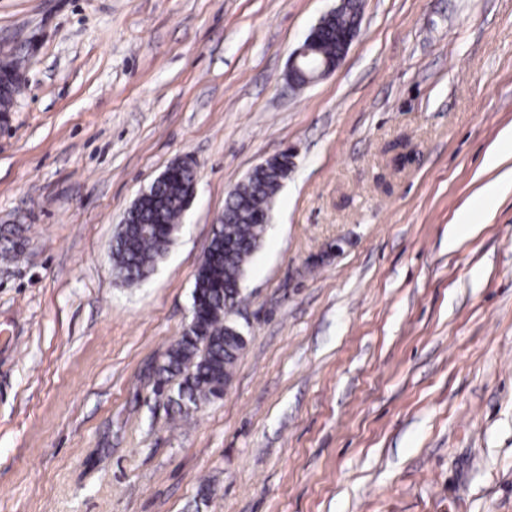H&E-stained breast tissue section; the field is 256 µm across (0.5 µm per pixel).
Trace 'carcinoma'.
I'll return each mask as SVG.
<instances>
[{
	"mask_svg": "<svg viewBox=\"0 0 512 512\" xmlns=\"http://www.w3.org/2000/svg\"><path fill=\"white\" fill-rule=\"evenodd\" d=\"M342 12L327 20L317 49L333 62L338 57L336 34L353 22ZM292 162L286 153L270 163L271 171L252 170L249 186L225 200V217L218 220L199 265L192 291V316L180 338L167 350L157 385L177 381V401L219 398L230 381L244 342L229 332L231 310L242 302L247 266L259 249L265 225L261 215L288 178ZM194 167L181 165L149 187L138 209L127 219L122 239H114L112 258L118 275L136 284L154 270L174 241L195 179Z\"/></svg>",
	"mask_w": 512,
	"mask_h": 512,
	"instance_id": "obj_1",
	"label": "carcinoma"
}]
</instances>
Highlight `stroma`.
Wrapping results in <instances>:
<instances>
[{
  "instance_id": "stroma-1",
  "label": "stroma",
  "mask_w": 512,
  "mask_h": 512,
  "mask_svg": "<svg viewBox=\"0 0 512 512\" xmlns=\"http://www.w3.org/2000/svg\"><path fill=\"white\" fill-rule=\"evenodd\" d=\"M338 0H0V512H512V191L448 237L512 128V0H362L334 72L289 54ZM293 169L247 267L222 398L154 389L228 191ZM192 158L143 283L126 210Z\"/></svg>"
}]
</instances>
